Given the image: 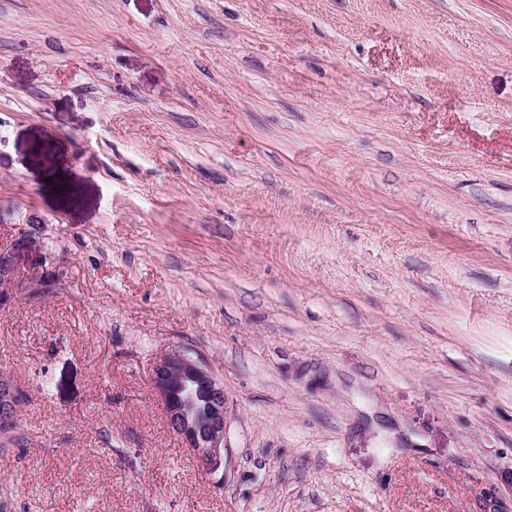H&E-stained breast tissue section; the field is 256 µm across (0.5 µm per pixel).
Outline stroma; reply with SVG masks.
Returning <instances> with one entry per match:
<instances>
[{"instance_id": "35a3bbf8", "label": "stroma", "mask_w": 512, "mask_h": 512, "mask_svg": "<svg viewBox=\"0 0 512 512\" xmlns=\"http://www.w3.org/2000/svg\"><path fill=\"white\" fill-rule=\"evenodd\" d=\"M0 251V512H512V0H0ZM22 278L20 269L11 256L2 255L0 252V301L6 302L9 297L7 288H21ZM152 384L159 394L172 431L211 474L224 470L227 417L224 388L201 359L185 350L167 353L152 369ZM198 394L201 396L197 399ZM206 418L200 420L195 406ZM16 390L17 403L21 406L25 403V395L17 389L13 378L5 371L0 372V418L4 422H11L16 417ZM19 409V410H20ZM17 430V418L11 423H2L0 421V438L2 442L13 440V434ZM3 440V441H2Z\"/></svg>"}]
</instances>
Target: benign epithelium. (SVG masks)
<instances>
[{
	"instance_id": "1",
	"label": "benign epithelium",
	"mask_w": 512,
	"mask_h": 512,
	"mask_svg": "<svg viewBox=\"0 0 512 512\" xmlns=\"http://www.w3.org/2000/svg\"><path fill=\"white\" fill-rule=\"evenodd\" d=\"M22 287V275L14 259L0 254V301L8 300L7 289ZM152 384L159 394L172 431L176 433L211 474L224 469L227 417L224 388L201 359L185 350L172 351L158 359L152 369ZM16 390L13 378L0 372V419L16 417ZM207 401L206 418L195 412L197 395Z\"/></svg>"
}]
</instances>
